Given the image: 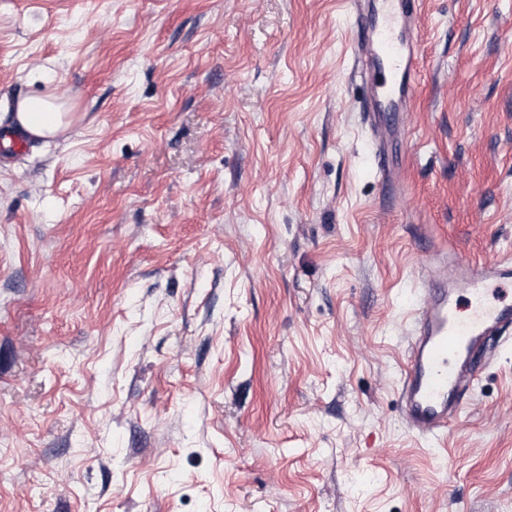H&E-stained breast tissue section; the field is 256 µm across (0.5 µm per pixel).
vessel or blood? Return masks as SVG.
<instances>
[{"label":"vessel or blood","instance_id":"b4317fda","mask_svg":"<svg viewBox=\"0 0 512 512\" xmlns=\"http://www.w3.org/2000/svg\"><path fill=\"white\" fill-rule=\"evenodd\" d=\"M419 0H350L355 18L354 66L375 74L366 103L377 171L390 188L385 151L388 118L404 111L421 76ZM421 299L413 312L402 380L403 417L427 438L446 434L458 418L482 367L495 354L494 336L512 328V301L495 300L512 284V259L472 263L438 246L419 273ZM466 291L468 314L457 296Z\"/></svg>","mask_w":512,"mask_h":512}]
</instances>
